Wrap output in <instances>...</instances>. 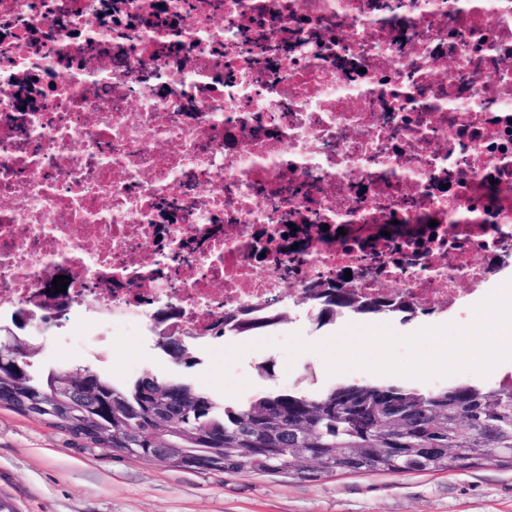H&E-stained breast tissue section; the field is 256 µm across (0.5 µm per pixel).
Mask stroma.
I'll list each match as a JSON object with an SVG mask.
<instances>
[{
    "mask_svg": "<svg viewBox=\"0 0 512 512\" xmlns=\"http://www.w3.org/2000/svg\"><path fill=\"white\" fill-rule=\"evenodd\" d=\"M38 340L44 367L93 366L78 339L76 322L49 321ZM271 372L259 374L260 363ZM211 365L200 352L193 365L159 358L152 339L119 336L103 374L125 384L143 376L200 385ZM315 374L308 388L338 381L376 382L365 371L326 372L322 358L306 352L289 360L278 346L245 353L231 367L250 382L255 397L288 390L305 367ZM0 499L14 512H512V469L403 475L227 474L175 467L113 455L46 423L0 408Z\"/></svg>",
    "mask_w": 512,
    "mask_h": 512,
    "instance_id": "1",
    "label": "stroma"
}]
</instances>
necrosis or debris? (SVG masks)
<instances>
[{
    "label": "necrosis or debris",
    "instance_id": "obj_1",
    "mask_svg": "<svg viewBox=\"0 0 512 512\" xmlns=\"http://www.w3.org/2000/svg\"><path fill=\"white\" fill-rule=\"evenodd\" d=\"M0 196V307L65 275L204 343L352 269L455 313L512 253V0H0Z\"/></svg>",
    "mask_w": 512,
    "mask_h": 512
}]
</instances>
